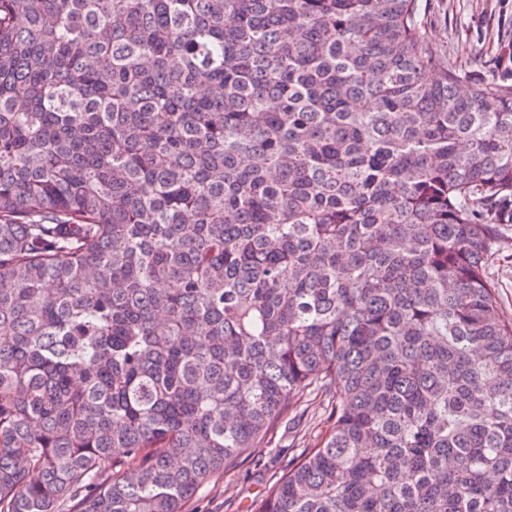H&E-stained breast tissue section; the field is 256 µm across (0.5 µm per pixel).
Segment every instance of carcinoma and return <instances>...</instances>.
I'll return each mask as SVG.
<instances>
[{
  "label": "carcinoma",
  "instance_id": "cac0c4a2",
  "mask_svg": "<svg viewBox=\"0 0 512 512\" xmlns=\"http://www.w3.org/2000/svg\"><path fill=\"white\" fill-rule=\"evenodd\" d=\"M509 227L418 0H0V512H512ZM489 276L494 282L500 304L512 315V232L500 241L498 255L490 262ZM305 404L308 417L304 423L295 428L292 425L283 427L272 448L264 449L260 462L252 457L242 458L236 468L217 475L183 506L184 512H251V504H255L264 491L288 471V465L301 458L305 448L317 444L328 428L330 419L326 404L314 396Z\"/></svg>",
  "mask_w": 512,
  "mask_h": 512
}]
</instances>
